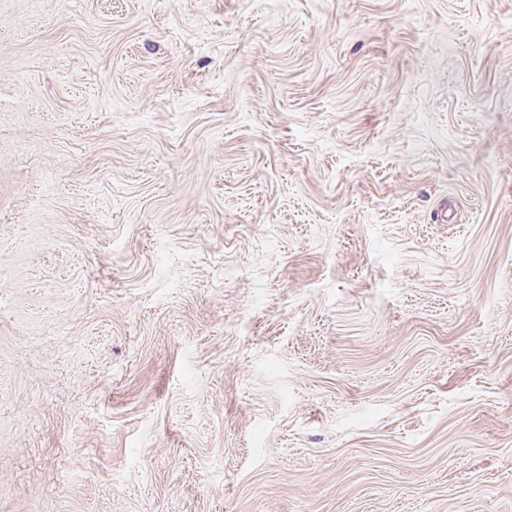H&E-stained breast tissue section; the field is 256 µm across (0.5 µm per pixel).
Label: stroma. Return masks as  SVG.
I'll return each instance as SVG.
<instances>
[{"label":"stroma","instance_id":"obj_1","mask_svg":"<svg viewBox=\"0 0 512 512\" xmlns=\"http://www.w3.org/2000/svg\"><path fill=\"white\" fill-rule=\"evenodd\" d=\"M0 512H512V0H0Z\"/></svg>","mask_w":512,"mask_h":512}]
</instances>
